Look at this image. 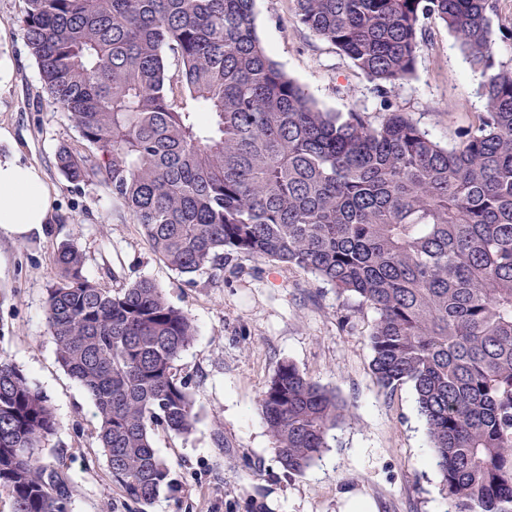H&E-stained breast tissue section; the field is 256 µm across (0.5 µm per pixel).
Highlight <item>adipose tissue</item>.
<instances>
[{
  "label": "adipose tissue",
  "instance_id": "1",
  "mask_svg": "<svg viewBox=\"0 0 512 512\" xmlns=\"http://www.w3.org/2000/svg\"><path fill=\"white\" fill-rule=\"evenodd\" d=\"M0 230L13 235L43 232L52 219V198L42 172L12 151L13 138L0 127Z\"/></svg>",
  "mask_w": 512,
  "mask_h": 512
}]
</instances>
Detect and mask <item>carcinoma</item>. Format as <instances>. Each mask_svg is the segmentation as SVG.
<instances>
[{
	"label": "carcinoma",
	"mask_w": 512,
	"mask_h": 512,
	"mask_svg": "<svg viewBox=\"0 0 512 512\" xmlns=\"http://www.w3.org/2000/svg\"><path fill=\"white\" fill-rule=\"evenodd\" d=\"M24 38L50 103L86 155L56 167L99 176L155 255L195 282L240 254L299 268L376 314L371 370L412 384L448 512H512V66L493 58L498 0H292L382 101L415 73L422 20L454 35L483 76L486 112L451 147L404 112L374 124L328 112L266 52L254 0H23ZM46 297L58 363L97 409V440L125 500L175 478L152 431L189 433L175 363L192 318L143 278L117 292L57 248ZM273 453L300 474L344 418L336 394L283 361L257 403ZM58 422L0 359V491L13 512H71L68 468L38 453Z\"/></svg>",
	"instance_id": "cac0c4a2"
}]
</instances>
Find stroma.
<instances>
[{"mask_svg": "<svg viewBox=\"0 0 512 512\" xmlns=\"http://www.w3.org/2000/svg\"><path fill=\"white\" fill-rule=\"evenodd\" d=\"M254 13L270 55L323 109L353 108L375 120L400 111L445 146L486 110L480 71L437 20L424 23L414 76L383 101L347 57L295 22L291 0H255ZM22 17L23 0H0V127L11 131L21 160L42 170L53 219L40 234L0 232V356L23 369L55 410L60 426L43 459L64 463L73 476L71 512H345L350 494L375 512H446L412 385L383 390L371 372L374 312L349 308L335 288L300 269L255 256H239L235 272L206 269L187 284L154 255L137 224L116 217L100 180L74 185L58 171V147L82 141L42 89ZM64 240L83 252L90 280L117 290L151 279L196 325L176 366L192 381L197 421L186 436L155 430L154 445L176 483L144 507L124 503L96 440L93 403L56 361L45 299ZM285 360L348 405L346 422L298 475L277 462L257 410Z\"/></svg>", "mask_w": 512, "mask_h": 512, "instance_id": "obj_1", "label": "stroma"}]
</instances>
